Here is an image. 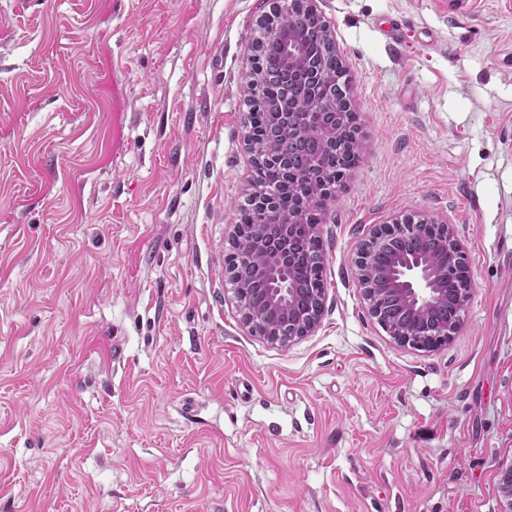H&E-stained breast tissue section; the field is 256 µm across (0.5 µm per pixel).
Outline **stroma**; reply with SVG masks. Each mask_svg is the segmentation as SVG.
Listing matches in <instances>:
<instances>
[{"instance_id": "obj_1", "label": "stroma", "mask_w": 512, "mask_h": 512, "mask_svg": "<svg viewBox=\"0 0 512 512\" xmlns=\"http://www.w3.org/2000/svg\"><path fill=\"white\" fill-rule=\"evenodd\" d=\"M319 0L360 160L319 213L320 328L280 346L225 257L274 0H0V512H501L512 465V0ZM465 245L458 333L402 346L352 258Z\"/></svg>"}]
</instances>
